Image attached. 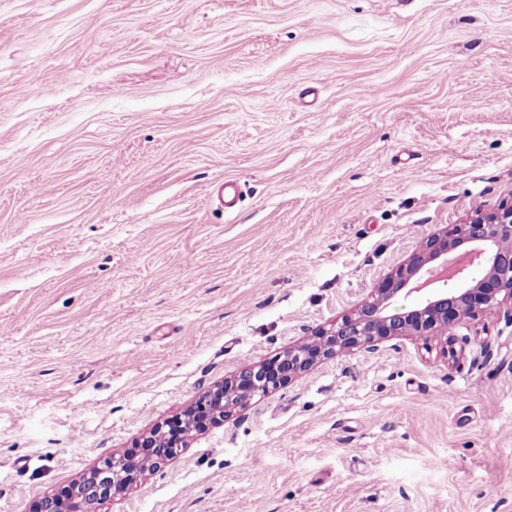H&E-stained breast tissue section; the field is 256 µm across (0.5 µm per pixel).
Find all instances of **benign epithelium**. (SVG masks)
I'll return each instance as SVG.
<instances>
[{"label":"benign epithelium","mask_w":512,"mask_h":512,"mask_svg":"<svg viewBox=\"0 0 512 512\" xmlns=\"http://www.w3.org/2000/svg\"><path fill=\"white\" fill-rule=\"evenodd\" d=\"M420 297L397 307L400 296ZM512 300V203L478 212L445 234L432 235L395 271L387 275L355 312L329 329H321L275 358L238 370L207 391L182 417L144 435L137 452L153 457L159 470L185 443L179 433L201 431L233 415L253 396L278 388L323 360L366 343L398 336L455 335L462 322L478 312L495 310ZM137 458L114 456L91 468L61 494L39 500L34 512H99L107 499L122 493L142 472Z\"/></svg>","instance_id":"7a95c632"}]
</instances>
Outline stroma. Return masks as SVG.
<instances>
[{"label":"stroma","instance_id":"35a3bbf8","mask_svg":"<svg viewBox=\"0 0 512 512\" xmlns=\"http://www.w3.org/2000/svg\"><path fill=\"white\" fill-rule=\"evenodd\" d=\"M509 201L512 0H0V512ZM100 512H512V308L327 359Z\"/></svg>","mask_w":512,"mask_h":512}]
</instances>
